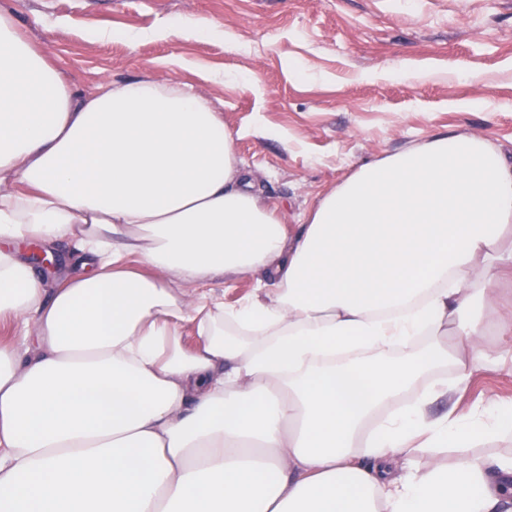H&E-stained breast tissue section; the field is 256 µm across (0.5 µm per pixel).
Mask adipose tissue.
<instances>
[{
	"label": "adipose tissue",
	"mask_w": 512,
	"mask_h": 512,
	"mask_svg": "<svg viewBox=\"0 0 512 512\" xmlns=\"http://www.w3.org/2000/svg\"><path fill=\"white\" fill-rule=\"evenodd\" d=\"M28 242L69 247L63 286ZM511 277L501 147L363 164L292 234L192 87L78 93L0 7V320L36 345L0 343V512H512V453L477 450L512 404L454 398ZM198 288H214L213 293L219 298H224V304L233 305L248 296L255 288L254 281L249 277L216 279L210 285Z\"/></svg>",
	"instance_id": "ef3b65f1"
}]
</instances>
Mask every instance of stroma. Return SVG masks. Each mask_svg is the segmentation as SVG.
I'll return each instance as SVG.
<instances>
[{
  "label": "stroma",
  "mask_w": 512,
  "mask_h": 512,
  "mask_svg": "<svg viewBox=\"0 0 512 512\" xmlns=\"http://www.w3.org/2000/svg\"><path fill=\"white\" fill-rule=\"evenodd\" d=\"M77 90L144 78L149 61L224 114L264 198L301 222L360 165L466 131L512 148V0H8ZM192 18L198 35L129 41ZM94 30L112 32L96 42ZM258 78L250 88V78ZM512 403V370L484 369L460 408Z\"/></svg>",
  "instance_id": "1"
}]
</instances>
